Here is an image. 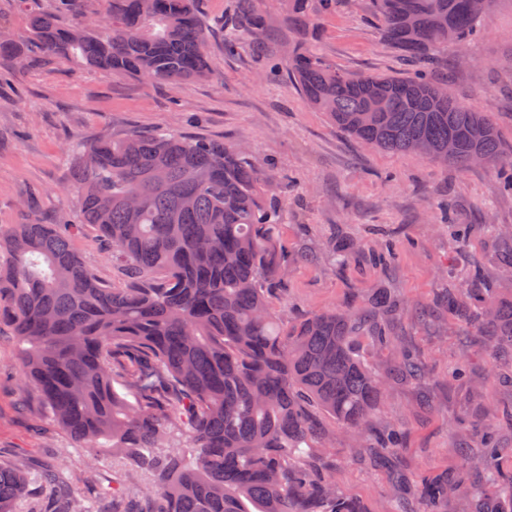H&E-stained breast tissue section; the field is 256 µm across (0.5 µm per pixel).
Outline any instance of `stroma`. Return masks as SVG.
<instances>
[{"instance_id": "35a3bbf8", "label": "stroma", "mask_w": 512, "mask_h": 512, "mask_svg": "<svg viewBox=\"0 0 512 512\" xmlns=\"http://www.w3.org/2000/svg\"><path fill=\"white\" fill-rule=\"evenodd\" d=\"M283 14L267 16L264 48L243 42L224 50V35L209 42L208 76L155 87L129 76L106 75L69 59L30 69L0 58V226L33 217L53 224L73 215L72 171L66 144L75 139L121 137L134 130L175 132L244 146L274 176L283 206L278 232L288 275L270 299L281 323L331 308L353 310L380 288L398 307L386 323L390 343L366 346V358L389 371L402 350H411L427 374L391 378L371 417L366 438L350 432L318 408L310 414L332 439L317 448L311 466L334 478L337 493L361 512H393L396 505L420 512L418 489L465 470L452 453L459 438L480 445L484 423L497 427L507 453L501 481L512 480V354L486 353L474 344L462 353L465 326L447 309V291L462 278H479L512 295L501 273L502 241L495 227L512 226V192L498 170L443 168L411 155L383 152L336 128L313 110L289 79L283 50L294 40ZM308 45L351 74L410 76L414 65L381 38L369 0H338L319 16ZM472 61L437 71L449 94L492 113L512 144V0H495L481 37L467 50ZM452 199L451 219L438 204ZM467 227L465 244L456 225ZM395 244L397 255L382 265L377 254ZM17 351L9 329L0 330V455L22 458L31 474L59 471L85 498L88 512H110L97 485H117L125 500L140 494L126 482L125 467L111 457L96 460L97 485L84 479L88 450L75 444L44 408L24 399L17 382ZM466 364L469 378L452 376ZM402 436L398 455L380 457L376 446L388 428Z\"/></svg>"}]
</instances>
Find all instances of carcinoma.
<instances>
[{"label":"carcinoma","instance_id":"carcinoma-1","mask_svg":"<svg viewBox=\"0 0 512 512\" xmlns=\"http://www.w3.org/2000/svg\"><path fill=\"white\" fill-rule=\"evenodd\" d=\"M25 30L0 40V56L26 67L72 59L97 71L162 86L209 73L215 23L199 0H84L28 8ZM305 28L336 0H280ZM494 0H372L382 38L427 70L450 42L469 43ZM264 0H239L224 28L260 45ZM288 75L336 127L370 146L452 164L474 156L507 170L512 148L495 119L448 96L423 74L353 75L295 42ZM454 152L448 153V144ZM78 211L73 220L28 219L0 228V326L12 331L23 395L35 398L75 442L123 460L129 479L151 476L122 512H359L311 468L315 433L303 400L363 437L384 389L361 345L389 336L390 295L351 312L332 309L283 326L268 296L287 273L272 174L247 150L177 134L132 132L68 147ZM136 196L132 208L127 198ZM95 231L127 286L101 279L74 238ZM448 309L489 351H512V299L488 287L448 292ZM394 372L421 377L401 353ZM474 479L423 487V512L492 480L507 449L492 428L481 447L459 445ZM45 491L36 512H87L52 471L32 479L19 459H0V512H13L30 483ZM479 507L512 512V488L477 491Z\"/></svg>","mask_w":512,"mask_h":512}]
</instances>
